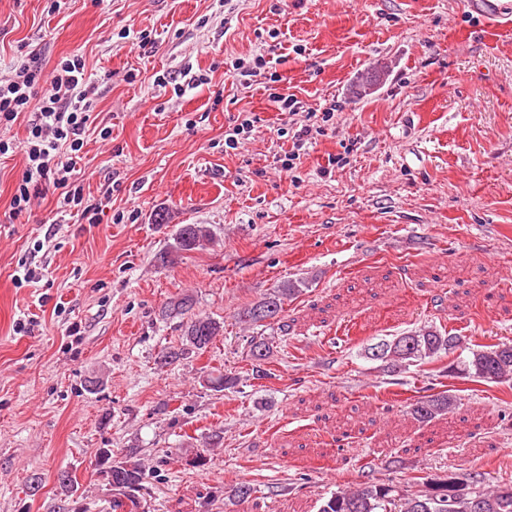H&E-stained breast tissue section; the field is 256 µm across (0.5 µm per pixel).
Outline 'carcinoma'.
<instances>
[{"mask_svg": "<svg viewBox=\"0 0 512 512\" xmlns=\"http://www.w3.org/2000/svg\"><path fill=\"white\" fill-rule=\"evenodd\" d=\"M212 240L210 229L204 224H183L176 232V251L201 248ZM299 292L298 285L284 282L239 313V321L256 325L265 321L287 327L284 321V305ZM193 298L184 294L169 301L163 308L164 316L180 318L185 346L202 351L223 331L224 323L210 317L192 313ZM461 344V337L442 333L437 329L423 328L403 333L391 340L381 341L386 347L382 356L374 355V347H368L370 359H380L392 369L410 363H428L443 354L454 352ZM271 348L263 340L250 342L249 357L259 377L267 375L262 365L270 358ZM450 371L475 378L486 383L512 381V344L501 343L485 350L473 351L450 366ZM454 400L443 393L426 396L410 404V414L421 424H429L448 414ZM101 473L110 480L112 490L119 492L130 502H135L133 492L141 486L144 471L142 463L125 455L114 459V451L100 448L97 453ZM457 473H450V480L429 486L421 495L406 498L399 504L398 512H512V488H492L473 491L469 481L454 482ZM393 489L387 485H365L355 490L332 493L320 505L318 512H389Z\"/></svg>", "mask_w": 512, "mask_h": 512, "instance_id": "carcinoma-1", "label": "carcinoma"}]
</instances>
